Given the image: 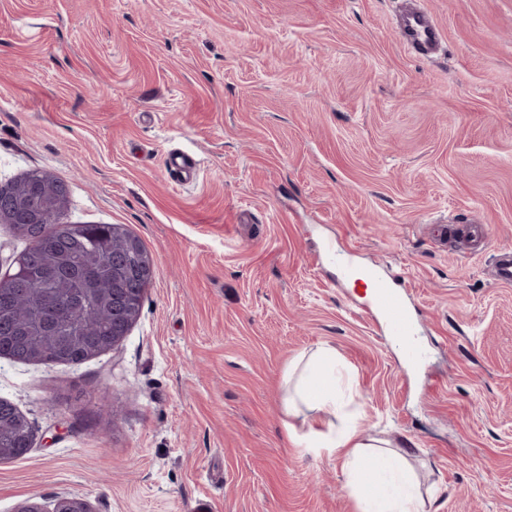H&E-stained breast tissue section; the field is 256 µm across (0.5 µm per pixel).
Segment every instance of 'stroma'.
Listing matches in <instances>:
<instances>
[{
    "mask_svg": "<svg viewBox=\"0 0 512 512\" xmlns=\"http://www.w3.org/2000/svg\"><path fill=\"white\" fill-rule=\"evenodd\" d=\"M0 0V185L39 169L69 224L153 259L140 315L72 366L0 358L34 426L0 512H358L340 460L287 440L283 371L327 346L347 411L416 472L428 512H512V0ZM200 162L177 186L163 156ZM490 238L474 242L472 224ZM404 271L417 368L362 317L325 241ZM400 37L419 59L431 60L442 48V33L435 21L416 7H407L398 14Z\"/></svg>",
    "mask_w": 512,
    "mask_h": 512,
    "instance_id": "stroma-1",
    "label": "stroma"
}]
</instances>
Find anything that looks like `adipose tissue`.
Here are the masks:
<instances>
[{
	"mask_svg": "<svg viewBox=\"0 0 512 512\" xmlns=\"http://www.w3.org/2000/svg\"><path fill=\"white\" fill-rule=\"evenodd\" d=\"M284 381H297V396L285 401L287 415L301 410L339 415L343 403L336 387V354L322 347L309 357H296L283 372ZM289 440L298 447L320 444L342 462L349 483L359 491L361 512H425V500L405 458L391 451L372 450L354 428L323 432L315 423L306 431L287 426Z\"/></svg>",
	"mask_w": 512,
	"mask_h": 512,
	"instance_id": "obj_1",
	"label": "adipose tissue"
}]
</instances>
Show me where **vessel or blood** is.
<instances>
[{"instance_id":"vessel-or-blood-1","label":"vessel or blood","mask_w":512,"mask_h":512,"mask_svg":"<svg viewBox=\"0 0 512 512\" xmlns=\"http://www.w3.org/2000/svg\"><path fill=\"white\" fill-rule=\"evenodd\" d=\"M398 26L403 43L414 57L430 60L439 54L442 33L428 14L415 7L405 8L398 15ZM163 165L176 182L191 183L198 177L196 160L184 152L167 151ZM372 286L374 312L380 316L385 333L401 344L411 361H420L422 353L416 341L415 316L406 291L394 287L391 280L381 274L375 275Z\"/></svg>"}]
</instances>
